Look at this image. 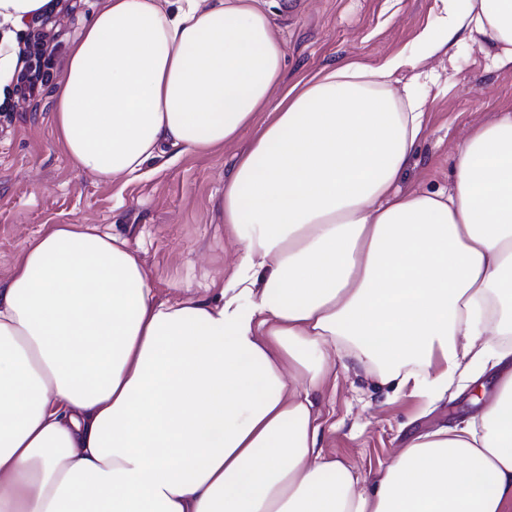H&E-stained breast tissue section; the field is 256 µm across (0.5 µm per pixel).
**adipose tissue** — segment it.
Masks as SVG:
<instances>
[{"label": "adipose tissue", "instance_id": "obj_1", "mask_svg": "<svg viewBox=\"0 0 512 512\" xmlns=\"http://www.w3.org/2000/svg\"><path fill=\"white\" fill-rule=\"evenodd\" d=\"M512 64V0H442ZM380 68L285 84L259 0H102L54 93L57 144L108 183L165 149L223 150L238 244L209 298L160 301L124 238L56 224L0 286V512H512V113L452 156L447 190L397 183L425 100ZM480 411L414 437L373 481L329 456L314 395L337 358Z\"/></svg>", "mask_w": 512, "mask_h": 512}]
</instances>
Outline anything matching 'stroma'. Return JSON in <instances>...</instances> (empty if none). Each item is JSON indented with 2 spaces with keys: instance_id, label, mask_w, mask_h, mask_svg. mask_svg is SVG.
<instances>
[{
  "instance_id": "35a3bbf8",
  "label": "stroma",
  "mask_w": 512,
  "mask_h": 512,
  "mask_svg": "<svg viewBox=\"0 0 512 512\" xmlns=\"http://www.w3.org/2000/svg\"><path fill=\"white\" fill-rule=\"evenodd\" d=\"M99 3L82 0L61 18L60 45L38 102L13 84L0 93V282L22 246L48 225L91 224L126 239L158 299L204 295L223 281L237 250L221 224L224 181L268 115L260 113L236 143L210 156L186 152L170 164L159 159L112 183L77 172L54 143L53 94L70 44ZM264 8L291 82L334 65L375 69L399 53L417 57L416 66L396 74L404 84L417 80L427 101L425 133L401 189H447L457 146L498 113H512V65L494 66L483 42L463 30L448 49L418 47V34L435 24L442 0H265ZM335 371L317 396L324 447L368 480L416 435L478 412L499 379L498 369L487 368L479 378L456 380L449 397L433 404L407 390L392 393L364 368L339 363Z\"/></svg>"
}]
</instances>
